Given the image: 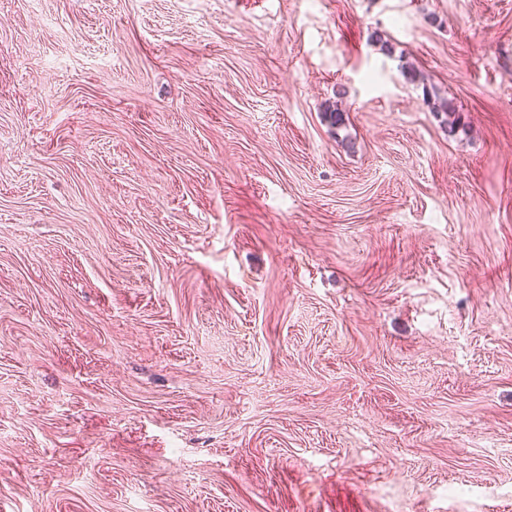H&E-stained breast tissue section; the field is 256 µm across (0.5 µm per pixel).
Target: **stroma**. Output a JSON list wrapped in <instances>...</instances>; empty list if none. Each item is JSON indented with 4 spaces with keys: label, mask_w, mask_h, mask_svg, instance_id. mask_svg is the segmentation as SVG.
I'll use <instances>...</instances> for the list:
<instances>
[{
    "label": "stroma",
    "mask_w": 512,
    "mask_h": 512,
    "mask_svg": "<svg viewBox=\"0 0 512 512\" xmlns=\"http://www.w3.org/2000/svg\"><path fill=\"white\" fill-rule=\"evenodd\" d=\"M491 505L512 0H0V512ZM426 101L429 106L431 105L433 112L445 116L443 122L448 127L449 137L456 136L460 130L465 131V123L462 122L460 111L452 98H444L430 103L431 100L427 98L426 94Z\"/></svg>",
    "instance_id": "obj_1"
}]
</instances>
